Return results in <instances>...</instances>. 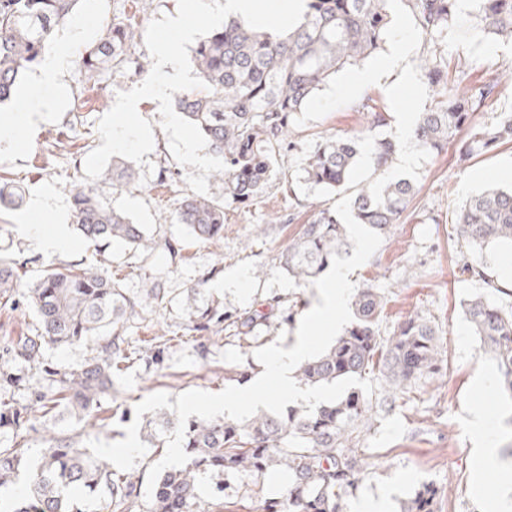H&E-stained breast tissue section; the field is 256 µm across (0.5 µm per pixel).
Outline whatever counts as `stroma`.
Here are the masks:
<instances>
[{"instance_id": "35a3bbf8", "label": "stroma", "mask_w": 512, "mask_h": 512, "mask_svg": "<svg viewBox=\"0 0 512 512\" xmlns=\"http://www.w3.org/2000/svg\"><path fill=\"white\" fill-rule=\"evenodd\" d=\"M387 9L392 26H405L410 33V52L399 68L389 72L383 83L359 92L346 89L343 70L325 83L292 122L291 144L280 161L287 184L272 182L245 204L225 202L220 241L197 240L185 227L170 223L177 202L191 190L185 167L169 151L157 101L143 100L138 112L150 121L154 134V149L148 155L152 174L133 188L101 180L94 186L105 205L124 212L148 235L161 241L177 239L181 251L174 260L164 251L143 253L120 245L97 252L72 225L67 228L72 248L48 252L29 235L26 219L28 200L44 193L55 203L54 212L44 217L46 224H53L59 213L71 218L70 193L84 183V161L102 143L99 118L111 109L117 93L141 83L152 65L139 39L128 49L122 68L101 71L96 80L85 81L81 59L98 41L101 23L124 21L142 31L154 19L175 15L178 0H81L57 29L56 40L71 41L73 46L62 86L38 85L34 72H26L14 110L37 114L35 123L24 129L28 145L15 150L0 144V179L22 182L27 199L17 209L0 210V253L26 264L27 274L20 283L24 289L42 270L80 263L108 270L130 295L137 294L146 280H156L166 299L127 322V341L138 357L114 373L112 391L102 401L100 425L88 428L64 407H57L49 418H33L30 456L41 455L49 430L64 436L87 431L106 441L125 438L136 404L156 392L175 396L193 389L218 392L230 385H247L261 368L254 351L279 336L293 337L300 319L317 301L316 289L286 276L278 259L302 224L314 212L332 209L341 195L304 183L306 158L322 136L355 134L362 139V155L345 192L388 179L408 180L417 192L398 223L383 235L373 257L351 279L357 287L372 286L384 295L381 336H390L399 321L414 314L435 323L441 363L439 372L418 382L408 399L387 405L381 393L369 396L374 412L360 443L365 468L356 487L342 498L341 512H351L359 499L379 495L386 497L388 512H400L425 484L441 491L437 512H479L466 417L481 412L489 421L505 425L512 417V401L478 379L479 369L493 371L497 364L481 350L464 315L465 303L485 294V285L462 267L467 264L502 278L505 251L467 246L457 237L455 217L466 200L487 187H512L511 178L498 175L503 165L512 164V144L497 145L462 162L458 159L461 137L450 139L440 151H429L403 133L402 125L405 116H418L431 101L425 78L431 46H438L449 64H461L467 81L474 83L512 66V42L495 41L482 32L474 0H458L455 25L434 44L420 34L402 0H388ZM405 67L416 76L415 89L400 84ZM366 100L385 113L383 126L370 127L367 114L359 111ZM50 101L55 108L48 112L44 106ZM380 137L398 145L384 169L376 168L371 158L372 143ZM214 267L219 273L213 277L209 271ZM238 274L243 277L239 283L234 280ZM202 277L208 280V294L224 306V330L217 336L190 330L185 315L188 290ZM249 316L255 319L254 328L245 334L240 321ZM282 492L271 473L225 478L224 512H256L260 499Z\"/></svg>"}]
</instances>
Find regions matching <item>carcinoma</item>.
Segmentation results:
<instances>
[{
  "label": "carcinoma",
  "mask_w": 512,
  "mask_h": 512,
  "mask_svg": "<svg viewBox=\"0 0 512 512\" xmlns=\"http://www.w3.org/2000/svg\"><path fill=\"white\" fill-rule=\"evenodd\" d=\"M418 28L429 37L443 36L456 21L458 0H404ZM483 32L493 40L512 41V0H476ZM78 0H0V105L17 99L24 74L39 62L57 28L72 14ZM390 35L386 0H308L303 20L286 34L254 30L230 19L209 33L193 50L198 77L209 85L176 95L178 113L197 123L213 155L226 170L215 174L224 195L182 198L172 221L196 238L214 242L224 236V202H244L285 175L278 163L291 134L293 116L302 111L320 87L339 70L375 55ZM138 36L131 25L108 22L99 41L82 58L87 80L103 70L118 69ZM426 77L432 100L412 130L415 142L439 151L471 122L473 113L512 86L507 67L492 80L462 85L449 78L448 58L430 50ZM512 139V118L495 126H473L462 141L464 157L479 154ZM397 152L388 137L373 141L377 167L384 168ZM361 154L357 135H330L318 142L303 167L304 181L330 191L343 190ZM102 178L134 186L132 166L120 159ZM415 195L407 180L363 186L352 200L354 217L380 234L398 222ZM22 199L18 182H0V205ZM76 230L101 247L113 244L152 253L164 247L171 259L179 250L171 241L159 243L121 211L105 206L94 188L78 184L71 194ZM460 237L470 247L512 245V189L493 188L471 198L457 219ZM340 219L328 210L288 242L280 267L299 284H307L330 264L333 254L349 251ZM21 267L0 256V299L14 306L25 302L35 311L36 326L28 336L5 343L0 355V431L10 433L0 446V486L24 481L25 491L0 512H132L143 475L121 472L107 461H94L75 436L53 433L40 459L28 454L31 415H47L63 405L78 419H93L112 390L113 372L132 359L125 348L124 324L137 310L165 301L164 289L146 281L137 297L127 295L112 274L100 268L71 265L44 271L32 286L18 289ZM355 321L322 356L304 362L296 378L304 385L360 377L373 372L386 397L402 398L423 377L436 372L440 338L431 321L410 315L380 336L383 311L380 293L366 287L353 298ZM466 320L482 349L495 358L501 384L512 399V311L485 296L465 306ZM195 330L223 331L224 313L209 303L187 304ZM85 344L91 357L77 369L42 362L45 346ZM38 369V382L57 388V397L41 394L27 405L15 392L29 389L27 370ZM371 407L352 391L335 403L322 404L310 416L294 407L283 417L258 414L244 423L218 418L187 421L184 450L188 462L157 479L149 512H224V477L263 475L281 467L288 486L279 497L260 501L258 512H339L342 496L354 488L364 466L359 448ZM177 418L163 412L145 423L154 447L163 445L165 430ZM218 477L213 501L199 495L201 476ZM438 491L425 485L401 512H435Z\"/></svg>",
  "instance_id": "carcinoma-1"
}]
</instances>
